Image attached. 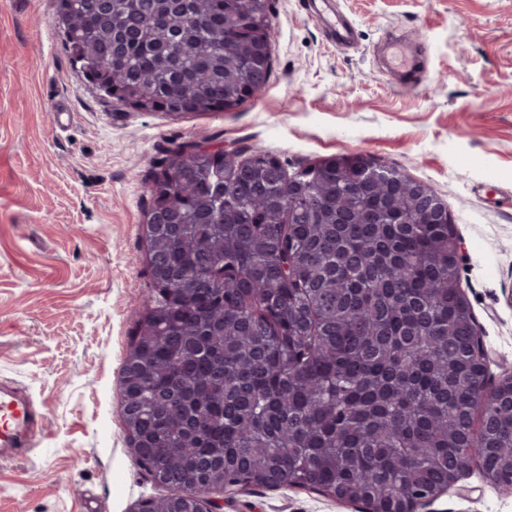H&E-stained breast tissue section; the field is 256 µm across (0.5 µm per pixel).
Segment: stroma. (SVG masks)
Instances as JSON below:
<instances>
[{
  "mask_svg": "<svg viewBox=\"0 0 512 512\" xmlns=\"http://www.w3.org/2000/svg\"><path fill=\"white\" fill-rule=\"evenodd\" d=\"M336 2L353 48L339 49L305 0H270L268 85L229 111L169 115L85 80L53 23L56 0H0V381L45 417L29 456L0 458V512H130L163 495L129 448L120 373L151 297L146 186L185 143L259 149L291 170L365 154L432 186L461 241L487 377H512V0ZM391 32L428 43L412 84L384 69ZM362 510L312 487L224 501V512ZM420 512H512V496L475 461Z\"/></svg>",
  "mask_w": 512,
  "mask_h": 512,
  "instance_id": "stroma-1",
  "label": "stroma"
}]
</instances>
